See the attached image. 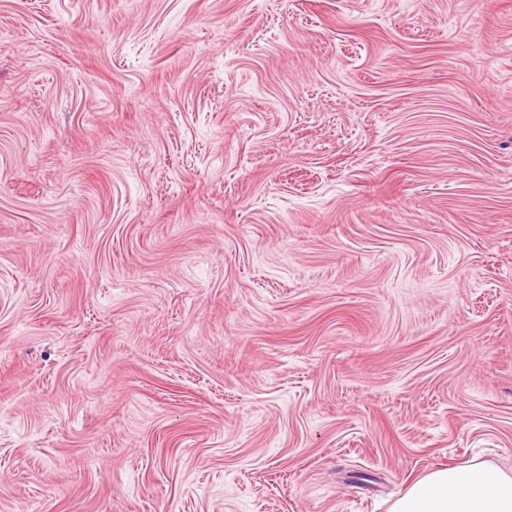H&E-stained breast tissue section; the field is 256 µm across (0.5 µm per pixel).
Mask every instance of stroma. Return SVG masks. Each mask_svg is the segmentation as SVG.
I'll return each instance as SVG.
<instances>
[{
  "instance_id": "35a3bbf8",
  "label": "stroma",
  "mask_w": 512,
  "mask_h": 512,
  "mask_svg": "<svg viewBox=\"0 0 512 512\" xmlns=\"http://www.w3.org/2000/svg\"><path fill=\"white\" fill-rule=\"evenodd\" d=\"M512 475V0H0V512H389ZM390 512H512V476L486 463L435 469L413 482Z\"/></svg>"
}]
</instances>
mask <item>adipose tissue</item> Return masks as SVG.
Wrapping results in <instances>:
<instances>
[{
  "instance_id": "ef3b65f1",
  "label": "adipose tissue",
  "mask_w": 512,
  "mask_h": 512,
  "mask_svg": "<svg viewBox=\"0 0 512 512\" xmlns=\"http://www.w3.org/2000/svg\"><path fill=\"white\" fill-rule=\"evenodd\" d=\"M390 512H512V475L485 462L438 468L413 482Z\"/></svg>"
}]
</instances>
